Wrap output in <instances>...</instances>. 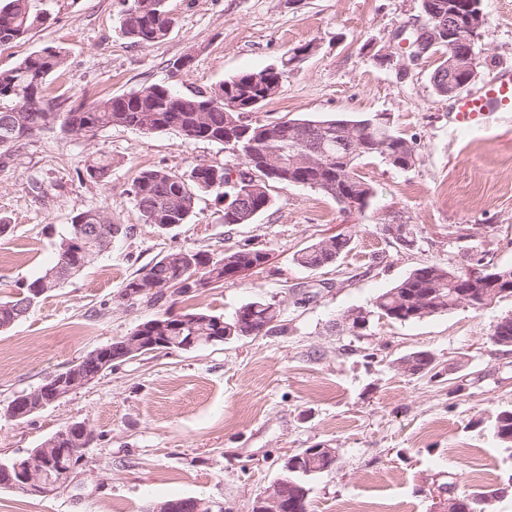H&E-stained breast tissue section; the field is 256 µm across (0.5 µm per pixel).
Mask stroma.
I'll return each instance as SVG.
<instances>
[{
	"instance_id": "stroma-1",
	"label": "stroma",
	"mask_w": 512,
	"mask_h": 512,
	"mask_svg": "<svg viewBox=\"0 0 512 512\" xmlns=\"http://www.w3.org/2000/svg\"><path fill=\"white\" fill-rule=\"evenodd\" d=\"M30 8L47 19L0 47V68L63 48L66 67L48 80L46 98L89 103L152 83L186 93L312 43L315 51L251 120L383 113L416 154L406 170L378 156L361 160L357 172L374 195L360 211H343L318 190L276 183L272 206L253 223L224 225L223 201L201 192L190 220L168 229L141 222L127 193L136 174L236 167L235 153L112 126L81 136L44 129L1 157L0 218L9 229L0 235V301L51 265L81 208H99L128 232L0 331V461L28 457L75 421L94 432L82 467L55 494L0 488V512H147L177 497L253 512L282 457L318 444L337 448L339 459L311 479L310 512H432L442 484L470 493L506 484L512 447L496 440L493 427L512 408V349L489 336L512 313V297L415 322L376 319L360 336L340 326L345 311L368 306L419 266H512V112L491 115L480 131L457 127L453 99L438 96L430 81L437 58L405 74L377 59L398 26L425 22L421 0H167L175 24L147 47L120 31L124 0H30ZM482 10L483 81L512 66V0H482ZM183 55L190 68L172 74L170 62ZM101 154L112 161L109 179L81 178L85 159ZM387 222L416 225V248L389 243L381 232ZM339 232L351 241L336 263L311 271L295 262L300 249ZM246 243L266 251L268 262L181 296L177 307L228 316L272 299L282 309L277 333L118 362L23 421L5 416L15 397L156 316V307L121 297L138 270L174 250L220 257ZM305 286L318 295L303 303ZM418 351L435 356L443 379L398 369L400 358ZM459 376L464 390L449 393ZM476 465L485 481H472Z\"/></svg>"
}]
</instances>
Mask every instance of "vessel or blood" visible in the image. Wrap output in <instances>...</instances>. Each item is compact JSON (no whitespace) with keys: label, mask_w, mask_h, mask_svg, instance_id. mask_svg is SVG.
<instances>
[{"label":"vessel or blood","mask_w":512,"mask_h":512,"mask_svg":"<svg viewBox=\"0 0 512 512\" xmlns=\"http://www.w3.org/2000/svg\"><path fill=\"white\" fill-rule=\"evenodd\" d=\"M494 112H512V68H501L480 92L460 97L455 105L456 122L467 129L483 128Z\"/></svg>","instance_id":"1"}]
</instances>
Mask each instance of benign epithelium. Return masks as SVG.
Masks as SVG:
<instances>
[{"label":"benign epithelium","instance_id":"benign-epithelium-1","mask_svg":"<svg viewBox=\"0 0 512 512\" xmlns=\"http://www.w3.org/2000/svg\"><path fill=\"white\" fill-rule=\"evenodd\" d=\"M485 22L482 10L471 11V14L460 21L453 13L448 17L440 16L437 24H423L413 28L403 25L398 27L392 41L396 42L395 51H387L381 54V60L386 63L398 62L399 69L408 71L410 66L419 64L431 51L436 43L448 38V50L442 55L445 66L448 67V91L447 95L453 97L465 87L474 83L478 77L476 52L477 39L480 29ZM485 268H473L465 271L464 276H459L458 270H448V280L476 282L478 278H485ZM503 292L497 288L484 290L479 300L474 301L467 295L460 296L458 304H465L472 308L485 309L502 298ZM183 318L172 314L168 320L157 319L145 323L123 337L119 342L99 348L91 354V358L97 364L107 367L116 362L130 358L145 350L167 345L166 334L178 327ZM494 344L502 347L512 345V317L506 316L499 320L496 334L492 336ZM94 381L92 376L80 374V370L74 369L59 373L36 391V397L28 396L23 400L26 408L13 410L15 417L20 418L39 411L46 406L68 396ZM296 459L287 457L284 459L280 476L260 495L256 502L258 512H287L289 489L297 488V484L288 478V473L294 470ZM20 476L21 486L25 493L32 496H46L58 489V482L54 481L46 471L33 468L29 462L14 463ZM465 499L454 494L439 495V502L435 512H463Z\"/></svg>","mask_w":512,"mask_h":512}]
</instances>
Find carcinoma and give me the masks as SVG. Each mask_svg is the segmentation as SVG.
Here are the masks:
<instances>
[{
    "instance_id": "obj_1",
    "label": "carcinoma",
    "mask_w": 512,
    "mask_h": 512,
    "mask_svg": "<svg viewBox=\"0 0 512 512\" xmlns=\"http://www.w3.org/2000/svg\"><path fill=\"white\" fill-rule=\"evenodd\" d=\"M454 2L458 12L466 14L469 0H422L425 16L430 10L448 12V2ZM43 22L40 14L30 10L29 0H0V43H11L25 38ZM174 20L165 9V0H128L120 21L122 33L140 46H150L166 38ZM298 49L284 54L273 67L259 71L242 72L209 89L180 93L161 84H148L139 89L89 104L80 103L64 108L63 102L45 99L49 78L61 71L66 62L63 51L46 47L14 66L0 68V155L17 151L22 141L42 129L58 125L60 130L73 134L77 130L96 131L104 127L122 126L142 133L169 131L188 140L208 141L228 146L242 156L249 180L231 181L227 168L220 165L198 164L188 176L165 169L150 168L141 171L132 181L128 194L132 197L144 224L167 229L184 224L191 216L199 192H215L224 200V224H250L254 218L272 206L269 182L309 186L330 196L344 210H362L373 196V190L355 166L366 157L378 155L393 167L406 170L414 164L415 147L397 134L390 119L384 114H373L360 119H279L265 124H253L248 114L275 96L283 77L296 59ZM313 152L317 165L306 169H281L275 173L267 163L278 158L288 162L301 152ZM112 171V160L96 157L89 161L83 176L94 182H105ZM91 224H108L112 236L125 232L121 224H114L97 209H82L71 219L67 239H80V249L92 253L102 246L88 233ZM345 240L326 250L317 241L299 251L296 262L305 268L333 264L348 247ZM264 263L262 250L243 245L224 256L213 258L205 252L180 249L168 253L152 265L138 271L126 280L122 294L135 295L137 300L162 308V314L174 312L172 295L160 291L150 293L145 285L150 280L159 282L178 279L184 282L185 293H195L203 285L218 284L231 279L237 266H260ZM63 266L61 253L54 263L35 279L24 285L23 294L45 278L51 279V289L61 287L69 276L60 275ZM444 267L424 265L414 269L394 287L375 296L369 312L394 322H412L422 316L412 309L425 296L431 283L444 278ZM443 291L434 296L429 309L439 315L456 307L460 289L445 283ZM28 311L24 299L17 297L0 301V329L13 325ZM186 327L180 336H217L224 325L240 326L255 335H269L279 330L280 305L273 300L257 299L241 305L229 316L207 312H183ZM414 373L434 380L440 371L433 364L435 357L427 351L413 353ZM497 439L512 444V411L503 410L495 419ZM296 472L291 474L305 493L292 492L288 512H309L311 491L309 479L335 467V463L314 448H303ZM37 466L46 469L52 478L66 482L69 474L82 467L84 456H66L53 462L43 456L39 448L31 454Z\"/></svg>"
}]
</instances>
